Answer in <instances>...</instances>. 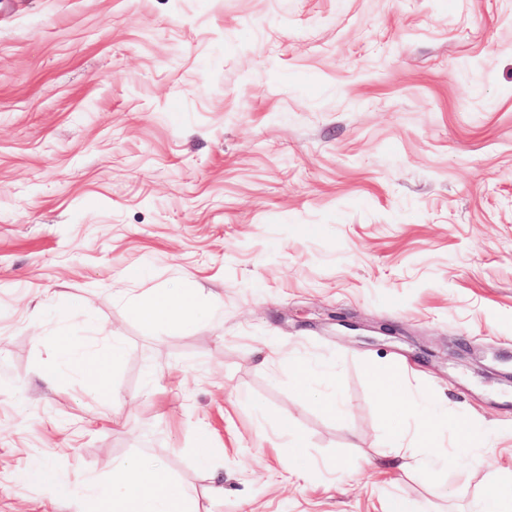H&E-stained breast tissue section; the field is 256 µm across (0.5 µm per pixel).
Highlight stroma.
<instances>
[{"instance_id": "35a3bbf8", "label": "stroma", "mask_w": 512, "mask_h": 512, "mask_svg": "<svg viewBox=\"0 0 512 512\" xmlns=\"http://www.w3.org/2000/svg\"><path fill=\"white\" fill-rule=\"evenodd\" d=\"M179 288L180 329L132 313ZM60 336L120 340L104 394ZM379 366L484 461L383 466ZM131 456L197 512H473L512 471V0H0V512ZM455 445L452 459L459 460L463 453H470L474 448L486 447L485 437L476 425L460 418L454 425Z\"/></svg>"}]
</instances>
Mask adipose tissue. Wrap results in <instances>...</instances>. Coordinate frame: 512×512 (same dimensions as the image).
Listing matches in <instances>:
<instances>
[{
    "label": "adipose tissue",
    "mask_w": 512,
    "mask_h": 512,
    "mask_svg": "<svg viewBox=\"0 0 512 512\" xmlns=\"http://www.w3.org/2000/svg\"><path fill=\"white\" fill-rule=\"evenodd\" d=\"M137 317L177 327L192 318L196 309L187 293L169 291L136 301ZM377 393L397 414L413 419L409 437H396L394 455L406 460L430 457L443 416L436 409L424 407L401 397L392 386V376L384 368L373 374ZM78 498L92 505V512H195L193 499L174 485L168 471L159 464L135 457L123 462L108 485L82 482Z\"/></svg>",
    "instance_id": "1"
}]
</instances>
